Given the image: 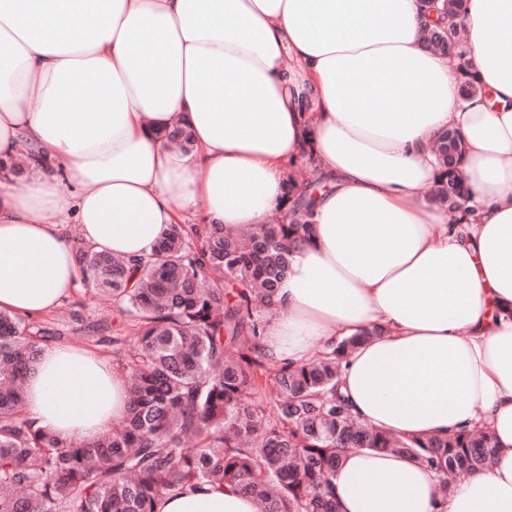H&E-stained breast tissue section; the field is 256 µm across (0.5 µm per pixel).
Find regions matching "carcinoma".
I'll return each mask as SVG.
<instances>
[{
	"instance_id": "1",
	"label": "carcinoma",
	"mask_w": 512,
	"mask_h": 512,
	"mask_svg": "<svg viewBox=\"0 0 512 512\" xmlns=\"http://www.w3.org/2000/svg\"><path fill=\"white\" fill-rule=\"evenodd\" d=\"M447 37L426 36L453 55L462 95L483 92L458 37L464 0H427ZM192 147L183 125L162 132ZM439 176L428 200L453 224L470 216L459 164V133L433 145ZM282 222L226 231L173 224L148 258L126 260L82 248L80 282L128 317L131 336H114L127 376L128 408L92 442L67 441L26 418V378L52 330L0 312V512H155L185 484L228 485L252 496L258 512H336L331 477L347 448L394 452L441 476L488 469L496 454L485 430L448 437L392 436L350 414L338 377L365 337L346 338L303 366L269 368L261 349L268 311L312 229L314 191L288 179Z\"/></svg>"
}]
</instances>
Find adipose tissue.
<instances>
[{"mask_svg": "<svg viewBox=\"0 0 512 512\" xmlns=\"http://www.w3.org/2000/svg\"><path fill=\"white\" fill-rule=\"evenodd\" d=\"M483 96L424 46L423 0H0V311H53L88 248L150 254L173 224L266 223L290 163L325 188L270 319L269 358L301 366L361 336L340 372L353 417L396 436L483 425L492 468L440 498L436 473L349 449L338 512H512V0H465ZM185 152L162 140L173 122ZM458 128L475 214L450 225L423 190L437 133ZM382 328V336L363 332ZM127 410L96 354L44 345L26 387L36 426L70 441ZM156 512H257L231 487L187 486Z\"/></svg>", "mask_w": 512, "mask_h": 512, "instance_id": "obj_1", "label": "adipose tissue"}]
</instances>
